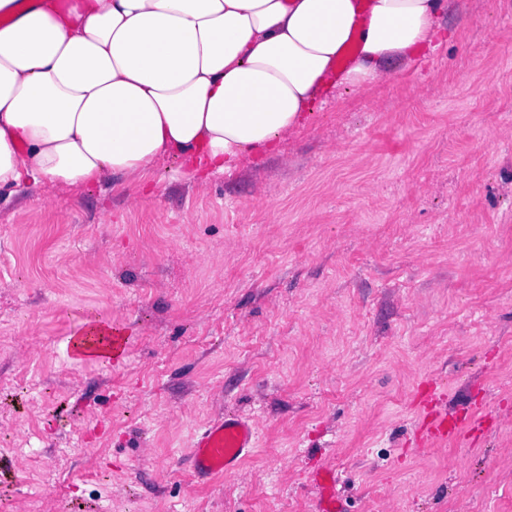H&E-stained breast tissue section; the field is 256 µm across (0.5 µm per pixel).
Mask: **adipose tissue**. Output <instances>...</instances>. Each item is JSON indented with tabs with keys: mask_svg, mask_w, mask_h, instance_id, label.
<instances>
[{
	"mask_svg": "<svg viewBox=\"0 0 512 512\" xmlns=\"http://www.w3.org/2000/svg\"><path fill=\"white\" fill-rule=\"evenodd\" d=\"M443 0H0V192L277 151L329 73L360 88L444 39ZM350 66L335 64L347 47Z\"/></svg>",
	"mask_w": 512,
	"mask_h": 512,
	"instance_id": "1",
	"label": "adipose tissue"
}]
</instances>
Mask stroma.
Returning <instances> with one entry per match:
<instances>
[{
	"label": "stroma",
	"instance_id": "1",
	"mask_svg": "<svg viewBox=\"0 0 512 512\" xmlns=\"http://www.w3.org/2000/svg\"><path fill=\"white\" fill-rule=\"evenodd\" d=\"M418 63L317 98L276 154L0 194V512H512V0H447ZM120 364L67 350L87 316ZM489 414L427 451L419 382ZM255 454L196 483L213 415ZM311 487L320 491V508L318 512H343L340 496L336 494L338 476L336 472L325 467H315L309 475Z\"/></svg>",
	"mask_w": 512,
	"mask_h": 512
}]
</instances>
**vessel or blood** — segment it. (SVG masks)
Wrapping results in <instances>:
<instances>
[{
  "label": "vessel or blood",
  "instance_id": "obj_1",
  "mask_svg": "<svg viewBox=\"0 0 512 512\" xmlns=\"http://www.w3.org/2000/svg\"><path fill=\"white\" fill-rule=\"evenodd\" d=\"M126 338L119 331L99 336H74L68 341L73 360L101 359L111 356L120 362L125 354ZM420 404L426 413L419 426L416 442L422 448L448 444L461 436L483 430L488 414L473 411L462 413L444 409L441 391L428 385L422 393ZM255 421L241 413H220L200 428L193 437L191 448L183 459L184 467L200 482L235 474L257 446ZM338 478L335 472L315 467L309 475V484L320 492L318 512H343V505L336 492Z\"/></svg>",
  "mask_w": 512,
  "mask_h": 512
}]
</instances>
